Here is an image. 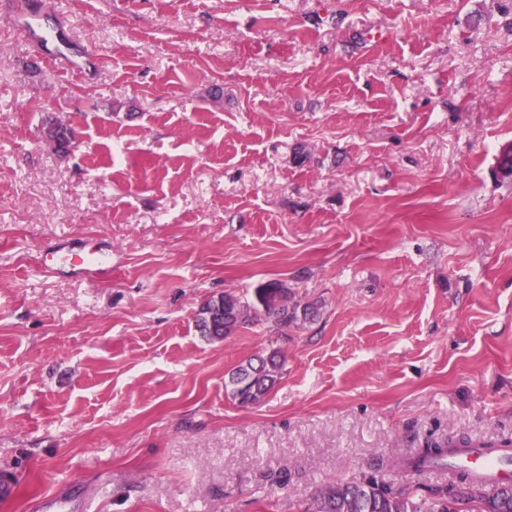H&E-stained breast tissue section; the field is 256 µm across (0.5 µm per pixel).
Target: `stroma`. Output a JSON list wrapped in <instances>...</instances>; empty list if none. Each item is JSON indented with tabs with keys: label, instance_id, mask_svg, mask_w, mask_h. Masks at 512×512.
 I'll return each mask as SVG.
<instances>
[{
	"label": "stroma",
	"instance_id": "obj_1",
	"mask_svg": "<svg viewBox=\"0 0 512 512\" xmlns=\"http://www.w3.org/2000/svg\"><path fill=\"white\" fill-rule=\"evenodd\" d=\"M509 142L512 0H0V512H305L447 483L425 441L511 442ZM270 280L320 318L200 336ZM256 359H247L237 366L226 384L232 397L241 405L258 404L276 385L283 355L280 350L274 349L258 363L253 362Z\"/></svg>",
	"mask_w": 512,
	"mask_h": 512
}]
</instances>
